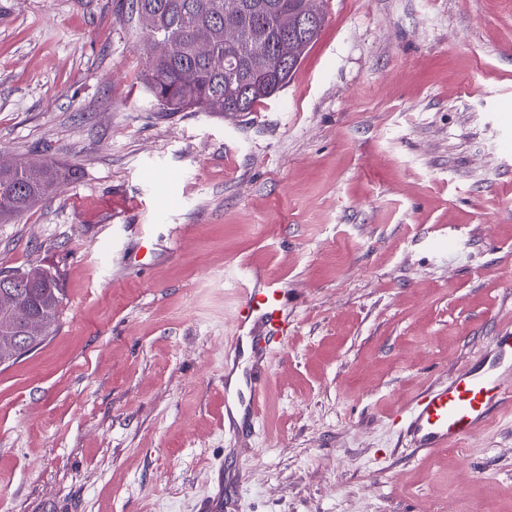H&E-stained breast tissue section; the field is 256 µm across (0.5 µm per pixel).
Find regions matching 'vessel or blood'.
I'll return each instance as SVG.
<instances>
[{
  "label": "vessel or blood",
  "instance_id": "b4317fda",
  "mask_svg": "<svg viewBox=\"0 0 512 512\" xmlns=\"http://www.w3.org/2000/svg\"><path fill=\"white\" fill-rule=\"evenodd\" d=\"M237 329L261 326L252 337L257 351L246 379L248 400L243 412L256 420L267 392L262 352L285 346L295 333L282 280L269 277L254 284L252 276L239 283L235 307ZM512 403V330L491 336L486 353L472 365L457 370L448 384L421 392L406 409L407 433L414 448H447L483 431L493 416Z\"/></svg>",
  "mask_w": 512,
  "mask_h": 512
}]
</instances>
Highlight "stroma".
Listing matches in <instances>:
<instances>
[{
	"label": "stroma",
	"instance_id": "35a3bbf8",
	"mask_svg": "<svg viewBox=\"0 0 512 512\" xmlns=\"http://www.w3.org/2000/svg\"><path fill=\"white\" fill-rule=\"evenodd\" d=\"M130 0H0V156L78 176L0 224L61 278L0 366V512H512V405L459 446L403 410L512 330V0H329L254 112H160ZM297 331L239 440L236 280Z\"/></svg>",
	"mask_w": 512,
	"mask_h": 512
}]
</instances>
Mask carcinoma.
<instances>
[{
  "instance_id": "obj_1",
  "label": "carcinoma",
  "mask_w": 512,
  "mask_h": 512,
  "mask_svg": "<svg viewBox=\"0 0 512 512\" xmlns=\"http://www.w3.org/2000/svg\"><path fill=\"white\" fill-rule=\"evenodd\" d=\"M302 0H131L130 12L146 29L148 41L166 43L151 56L145 91L160 112H254L282 91L325 23L321 15L301 36L283 35L280 15H299ZM240 28L245 45L234 68L224 57V18ZM76 178V170L52 160L38 168L0 167V224L29 211ZM17 306L51 330L59 317L62 288L44 269L36 279L14 283Z\"/></svg>"
}]
</instances>
